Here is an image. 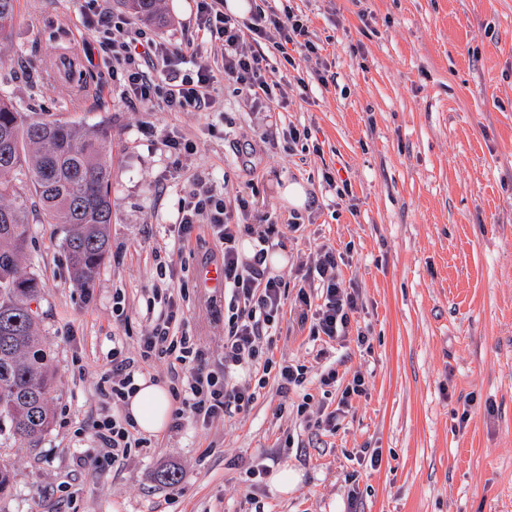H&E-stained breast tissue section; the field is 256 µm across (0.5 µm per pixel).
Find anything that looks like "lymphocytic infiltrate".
I'll use <instances>...</instances> for the list:
<instances>
[{
  "label": "lymphocytic infiltrate",
  "mask_w": 512,
  "mask_h": 512,
  "mask_svg": "<svg viewBox=\"0 0 512 512\" xmlns=\"http://www.w3.org/2000/svg\"><path fill=\"white\" fill-rule=\"evenodd\" d=\"M197 20L203 37L220 43L224 50L225 78L233 81L237 93L245 100L267 112L283 107L285 101L266 79L264 52L259 48L248 53L241 51L243 40L252 39L257 45L265 41L271 43L288 63L293 60V52L309 55L318 50L308 36L302 16L289 9L278 11L259 6L248 20L241 21L225 14L224 0H197ZM198 56L195 50L188 53L169 50L146 31L131 27L112 42V73L121 83L125 100L132 105L146 110L159 107L169 112H212L216 109L211 93L216 74L211 65L199 61ZM190 57L197 61L194 73L173 77L174 68ZM201 224L209 226L221 250L224 290L230 295V316L224 333V366L211 369L204 351L189 336L175 334L181 312L174 297L176 262L171 254H158L154 257L156 273L165 287L167 307L150 331L139 337L138 358L129 357L123 340L113 338L110 361L113 402L124 401L133 392L140 363L167 357L173 359L182 372L174 390L178 401L175 421L190 418L211 424L246 411L255 401L258 389L265 387L266 375L273 373L278 377L282 392L300 393L296 414L308 430L314 433L336 431L353 398L364 394V378L354 376L343 386L336 369L322 371L317 379L320 387L340 388V399L334 410L310 416L311 395L306 391L311 378L310 367L294 360L275 361L263 341L276 334L283 309L289 305L299 324L308 325L313 341L328 346L352 335L358 344L367 343L364 333L352 331L361 303L354 287L347 285L343 278L342 254L331 245H321L316 260L301 266L305 279L318 284L319 295L301 288L291 299L282 280L268 275L264 250H257L250 259H242L239 242L252 235L254 227L232 223L215 189L191 190L181 202L179 221L172 231L179 243L185 244ZM244 363L261 365L263 376L256 386L233 382V367ZM133 428L130 419L106 417L97 421L93 436L113 458L123 459L132 449L146 444Z\"/></svg>",
  "instance_id": "lymphocytic-infiltrate-1"
}]
</instances>
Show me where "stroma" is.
Segmentation results:
<instances>
[{
	"label": "stroma",
	"instance_id": "35a3bbf8",
	"mask_svg": "<svg viewBox=\"0 0 512 512\" xmlns=\"http://www.w3.org/2000/svg\"><path fill=\"white\" fill-rule=\"evenodd\" d=\"M303 16L319 51L288 65L267 49L268 82L287 81L286 104H246L224 72L221 47L203 43L219 113L146 112L112 79V31L133 26L120 0L97 23L95 0H19L0 47V97L31 115L112 125L111 250L89 293L71 284L55 225L31 227L23 271L39 279V332L57 372L53 422L38 447L0 434L13 471L0 512H512V0H280ZM164 25L147 30L169 49L197 35L196 0H163ZM307 139L288 145V127ZM192 142L170 152L164 135ZM327 173L348 183L336 197ZM222 181L233 222L299 231L271 239L275 274L296 294L298 266L322 244L342 252L358 291L368 347L336 342L316 357L291 315L272 339L274 359L335 367L365 378L335 433L312 436L292 411L297 393L268 380L249 410L148 436L123 464L104 457L92 425L124 415L103 369L112 339L129 353L149 328L152 252L173 248L170 226L197 178ZM307 187L294 209L284 182ZM248 209H240V200ZM199 226L176 272L186 284L182 330L211 368L224 357V292L199 285L219 262ZM123 296L124 313L112 310ZM381 454L358 465L359 449ZM269 474L247 500L246 471ZM174 467L180 483L157 473ZM358 470L355 501L344 475ZM282 470L296 482L280 490Z\"/></svg>",
	"mask_w": 512,
	"mask_h": 512
}]
</instances>
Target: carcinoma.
Returning <instances> with one entry per match:
<instances>
[{
  "instance_id": "carcinoma-1",
  "label": "carcinoma",
  "mask_w": 512,
  "mask_h": 512,
  "mask_svg": "<svg viewBox=\"0 0 512 512\" xmlns=\"http://www.w3.org/2000/svg\"><path fill=\"white\" fill-rule=\"evenodd\" d=\"M18 0H0V44L9 38ZM133 17L161 20L160 0H123ZM27 178L38 200L31 211L17 191ZM112 128L35 119L0 98V430L30 447L48 431L56 384L52 356L39 334L38 280L23 273L30 224H54L62 234L71 282L93 287L109 248Z\"/></svg>"
}]
</instances>
